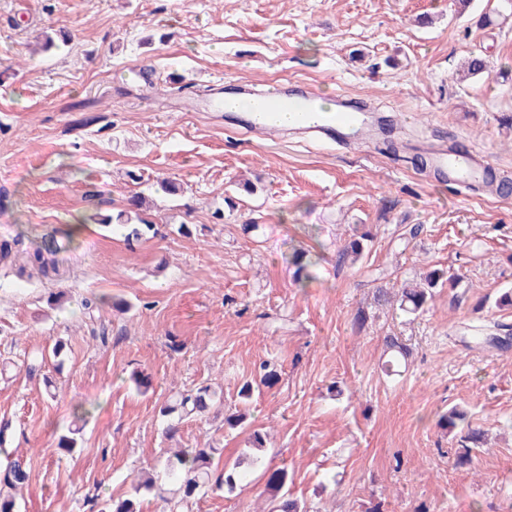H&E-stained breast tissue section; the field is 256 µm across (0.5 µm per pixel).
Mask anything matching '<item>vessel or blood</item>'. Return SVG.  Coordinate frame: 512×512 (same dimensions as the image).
Returning <instances> with one entry per match:
<instances>
[{
	"mask_svg": "<svg viewBox=\"0 0 512 512\" xmlns=\"http://www.w3.org/2000/svg\"><path fill=\"white\" fill-rule=\"evenodd\" d=\"M314 95L300 91L271 90L261 96L246 92L241 96L239 113L247 127L256 133L280 131V115L286 114L293 120L297 130L324 141L355 139L363 143L373 141L362 108L340 99L333 112L311 121L316 110ZM431 167L436 176L457 184H469L484 179L493 165L486 156L479 154H458L441 146L428 151Z\"/></svg>",
	"mask_w": 512,
	"mask_h": 512,
	"instance_id": "vessel-or-blood-1",
	"label": "vessel or blood"
}]
</instances>
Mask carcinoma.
Wrapping results in <instances>:
<instances>
[{"label": "carcinoma", "instance_id": "obj_1", "mask_svg": "<svg viewBox=\"0 0 512 512\" xmlns=\"http://www.w3.org/2000/svg\"><path fill=\"white\" fill-rule=\"evenodd\" d=\"M143 200L134 198L129 201V208L99 219L102 224H115L117 228L126 230L125 240L139 241L153 238L158 234L157 225L142 219L139 210ZM369 233H357L350 237L339 249L338 264L347 261L355 263L365 254L366 241ZM291 264L295 267L294 276L297 283L303 285L313 278L312 268L316 264L310 251L297 249L293 252ZM29 265L41 273L46 274L54 266L41 251L29 253L26 256V266ZM454 284L452 278L446 276L442 269H433L419 284L406 283L401 287L398 299H393L386 288L375 290V302L380 306L398 303V308L406 315L416 316L425 311L429 301L433 298V290L443 287L444 283ZM387 351L390 353L387 367L400 366L409 356L408 347L396 336L385 338ZM258 384L266 388L273 387L279 380V374L274 364L266 361L260 365L256 374ZM217 393L207 386L189 389L181 394L169 405L164 407L165 415H176L179 420L198 417L204 414L216 401ZM249 446L253 453L243 454L231 466H224L220 473H215L211 465L210 448H183L169 455L166 459L165 474L167 482L162 484L154 475L143 471L137 478L135 492L155 491L164 497L171 509L185 508L202 491L210 488H224L234 491L246 475L247 469L257 466L261 462L259 452L265 447V434L255 430L250 434ZM288 470L278 468L272 471L267 479V489L270 495V512H307V507L299 500L288 494ZM28 480V470L24 462L16 459L10 460L4 469L0 470V512H19V505L14 491Z\"/></svg>", "mask_w": 512, "mask_h": 512}]
</instances>
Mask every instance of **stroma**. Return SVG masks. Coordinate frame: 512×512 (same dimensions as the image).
Returning a JSON list of instances; mask_svg holds the SVG:
<instances>
[{"label": "stroma", "mask_w": 512, "mask_h": 512, "mask_svg": "<svg viewBox=\"0 0 512 512\" xmlns=\"http://www.w3.org/2000/svg\"><path fill=\"white\" fill-rule=\"evenodd\" d=\"M499 9L0 0V239L22 240L0 270V425L12 431L0 466L27 465L21 512H87L92 487L107 502L127 497L169 447L210 446L215 463L233 462L260 427L269 439L250 481L207 491L188 512H267V474L282 467L312 512H512V350L468 336L512 324V308L494 304L512 288V196L417 168L428 141L464 145L512 174V18ZM48 35L58 42L45 52ZM473 56L484 73L467 74ZM140 67L154 85L135 76ZM216 81L346 96L373 113L376 142L365 151L257 135L205 110ZM164 179L185 197L164 194ZM245 180L255 194L239 189ZM137 193L160 236L128 242L94 223ZM356 229L370 232L368 251L337 265ZM48 247L56 273L20 272L28 252ZM301 247L318 257L303 286L288 265ZM434 268L458 285L418 318L373 306L376 286ZM117 299L128 312L112 308ZM360 309L369 319L358 329ZM387 335L412 350L397 375L382 368ZM38 356L41 372L28 375ZM271 360L278 385L242 400V384ZM137 371L151 379L142 392ZM202 385L223 391V404L167 439L160 408ZM79 402L95 405L81 421ZM453 408L485 433L470 465H456L457 440L438 425ZM237 409L248 424L228 428ZM77 424L81 446L69 453L58 439Z\"/></svg>", "instance_id": "1"}]
</instances>
